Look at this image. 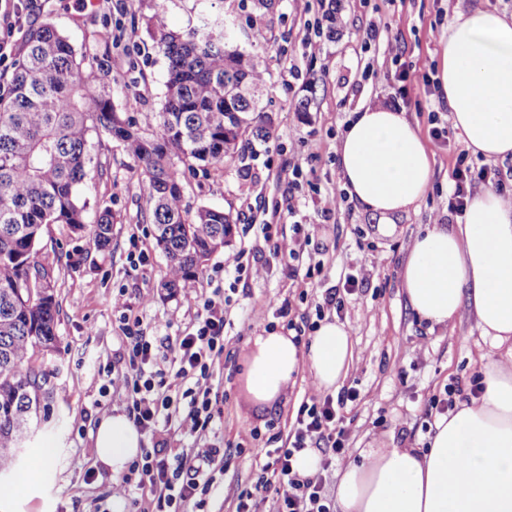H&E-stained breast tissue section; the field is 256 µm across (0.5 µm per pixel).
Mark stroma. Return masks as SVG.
Listing matches in <instances>:
<instances>
[{
    "instance_id": "stroma-1",
    "label": "stroma",
    "mask_w": 512,
    "mask_h": 512,
    "mask_svg": "<svg viewBox=\"0 0 512 512\" xmlns=\"http://www.w3.org/2000/svg\"><path fill=\"white\" fill-rule=\"evenodd\" d=\"M471 0H274L259 14L254 0H213V14L234 29L240 49L259 52L266 65L262 98L272 122L269 142H254L222 164L184 172L181 188L189 211L210 206L237 216L224 249L214 253L196 286L208 294L228 290L230 306L224 327V358L213 375L220 419L206 434L224 450V471L207 495V512H236L241 491L261 465L268 449L282 446L297 411L309 400L315 383L300 372L273 404H257L249 394L244 370L256 336L284 330L287 323L308 328L318 318L341 320L350 333L351 357L341 389L357 393L346 403L337 424L353 453L373 443L387 448H423L437 420L430 402L458 388L457 403L470 402L482 379L483 363L502 352L484 340L471 318L455 330L430 327L409 306L398 278L413 239L448 216L452 172L458 161L472 170L483 158L465 154L460 130L434 77L439 42L457 6ZM14 23L9 58L0 77L9 78L23 54L28 28L44 22L70 35L88 53L110 51L117 81L113 102L132 118L162 111L168 61L155 41V15L163 13L169 30L183 32L197 22L196 0H10ZM383 28L376 45L363 47L355 31L369 22ZM321 45L310 53L305 41ZM411 61L413 87L400 98L388 79L394 56ZM374 75L364 76L366 65ZM306 111H298L299 102ZM377 102L405 111L418 124L433 156L431 189L418 208L398 214L394 231L385 235L370 213L343 204L324 210L328 193L339 191L336 145L351 112ZM444 130V142L434 138ZM90 151L105 175L90 172L84 192L90 200L87 222L111 210L116 218L112 244L96 249L86 238L59 224L44 235L41 261L52 272L59 301L57 344L37 361L55 375L50 419L32 437L18 469L0 477V512H110L118 485L96 456L95 433L102 412L126 409L124 396L103 392L108 370L128 369L120 314L112 296L123 293L130 316L140 318L149 335L164 339L187 333L196 310L183 295H167L160 286L166 262L156 248L147 218L146 187L134 159L122 144L91 138ZM303 175L292 179L289 163ZM295 197L294 213L283 200ZM254 226H246L245 217ZM275 224L285 234L294 225H315L319 232L303 244L299 266L317 265L309 279H291L283 263L269 256L261 225ZM146 255L140 267L128 259L131 239ZM258 261L259 272L244 285L221 267L241 250ZM366 275L363 286L348 296L343 313L318 314L328 288L346 274ZM263 309L260 319L252 309ZM257 436H250V429ZM55 455L45 467L36 462L44 449Z\"/></svg>"
}]
</instances>
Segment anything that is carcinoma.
<instances>
[{"mask_svg":"<svg viewBox=\"0 0 512 512\" xmlns=\"http://www.w3.org/2000/svg\"><path fill=\"white\" fill-rule=\"evenodd\" d=\"M158 34L168 60L161 112L134 120L117 111L110 52L90 60L49 22L26 34L7 96L0 97V474L16 468V449L49 418L54 393L52 373L34 357L54 347L59 303L52 288L26 293L35 273L48 274L39 261L44 228L63 224L91 236L99 249L112 243L110 210L85 222L89 202L80 187L93 162L91 135L123 143L140 168L166 259L162 288L171 294L204 272L236 223L218 208L189 215L175 162L188 169L221 164L251 139L270 137L259 107L264 58L233 46L224 20L202 12L184 34L163 26Z\"/></svg>","mask_w":512,"mask_h":512,"instance_id":"carcinoma-1","label":"carcinoma"}]
</instances>
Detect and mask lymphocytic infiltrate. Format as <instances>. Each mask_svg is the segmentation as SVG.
Returning <instances> with one entry per match:
<instances>
[{"label":"lymphocytic infiltrate","mask_w":512,"mask_h":512,"mask_svg":"<svg viewBox=\"0 0 512 512\" xmlns=\"http://www.w3.org/2000/svg\"><path fill=\"white\" fill-rule=\"evenodd\" d=\"M452 180L448 199V219L452 222L463 217L466 198L476 182L489 181L500 190L506 186L500 170L487 166L475 173L470 167L457 165ZM187 298L197 310L196 321L190 332L167 348H160L156 337L147 335L140 319L123 320L128 362L138 374L133 379L120 373L110 375L108 385L114 392L125 393L130 419L152 441L121 478L122 483L134 484L138 491L137 496L128 498L126 512H186L190 503L199 510L202 496L213 486L214 471L224 466L220 449L203 442L202 437L215 418L210 369L224 353L226 300L217 290L208 295L191 290ZM160 361L166 363L170 376L185 383L183 395L189 400L186 410L175 408L173 397L160 391L155 371ZM356 397L352 390L336 397L312 394L299 407L284 446L271 450V471L256 475L251 494L271 495L272 512H333L322 470L350 451L336 431V418L342 406ZM166 425L175 426L182 437L193 439L190 452L171 446L162 431ZM308 448L321 452L322 469L302 475L293 467L294 456Z\"/></svg>","instance_id":"f902f5d3"}]
</instances>
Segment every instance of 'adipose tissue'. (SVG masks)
Here are the masks:
<instances>
[{
    "label": "adipose tissue",
    "mask_w": 512,
    "mask_h": 512,
    "mask_svg": "<svg viewBox=\"0 0 512 512\" xmlns=\"http://www.w3.org/2000/svg\"><path fill=\"white\" fill-rule=\"evenodd\" d=\"M437 79L454 126L474 155L512 157V16L458 10L440 42ZM342 187L364 211L391 224L431 188L430 152L404 112L381 103L351 113L336 149ZM399 276L416 315L455 328L470 314L502 359L482 368L479 399L440 419L427 448L370 446L336 489L342 512H512V200L475 192L461 223L415 237ZM346 327L321 325L300 348L281 332L257 336L246 359L254 401L274 402L301 370L333 391L349 368ZM143 437L126 414L97 427L98 460L120 475Z\"/></svg>",
    "instance_id": "obj_1"
}]
</instances>
